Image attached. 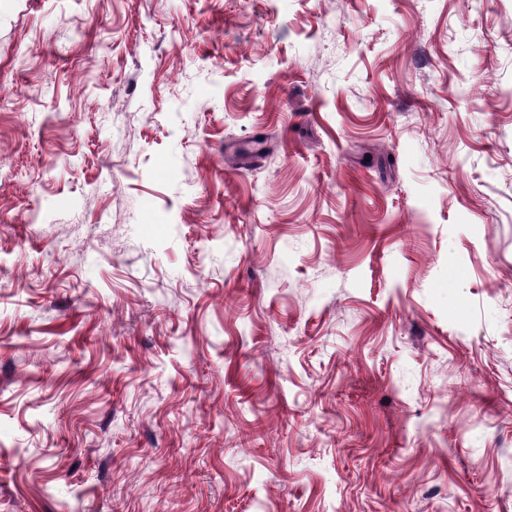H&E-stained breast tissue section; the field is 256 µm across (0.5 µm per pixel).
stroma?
I'll return each instance as SVG.
<instances>
[{
  "label": "stroma",
  "mask_w": 512,
  "mask_h": 512,
  "mask_svg": "<svg viewBox=\"0 0 512 512\" xmlns=\"http://www.w3.org/2000/svg\"><path fill=\"white\" fill-rule=\"evenodd\" d=\"M0 512H512V0H0Z\"/></svg>",
  "instance_id": "1"
}]
</instances>
